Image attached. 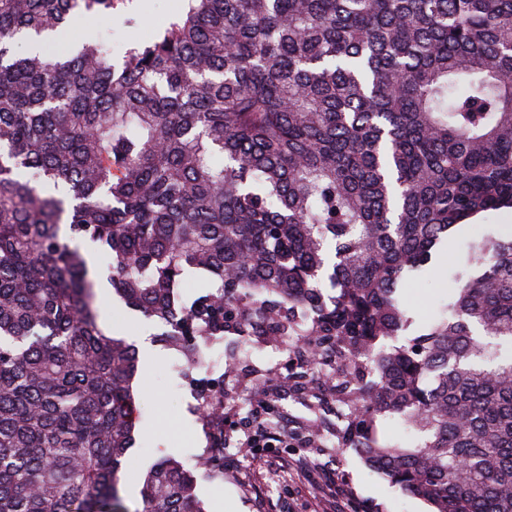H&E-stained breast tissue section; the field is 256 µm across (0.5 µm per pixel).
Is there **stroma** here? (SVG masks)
Segmentation results:
<instances>
[{
    "mask_svg": "<svg viewBox=\"0 0 512 512\" xmlns=\"http://www.w3.org/2000/svg\"><path fill=\"white\" fill-rule=\"evenodd\" d=\"M183 8V0H120L109 19L94 13H79L63 41L78 43L101 38L114 52L123 54L136 41L165 27ZM452 281L435 276L426 284L408 281L402 288L404 303L412 308L419 325H427L436 314L437 301L452 288ZM103 319L115 335L130 341L153 336V322L115 304L106 305ZM172 356L161 346L149 344L139 353L137 391L143 417L135 444L123 460L125 484L121 494L128 508L139 499L140 480L161 456H171L184 465L205 446L194 401L185 392L181 376L172 370ZM249 448L236 449L225 457L223 475L200 473L195 491L206 512H263L243 461L252 456ZM290 479L274 484L269 494L279 512H336L337 496L354 501L359 512H428L418 499L402 495L379 474L370 471L354 452L337 453L335 448H307L294 444L288 451Z\"/></svg>",
    "mask_w": 512,
    "mask_h": 512,
    "instance_id": "stroma-1",
    "label": "stroma"
}]
</instances>
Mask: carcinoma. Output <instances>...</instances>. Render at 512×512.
<instances>
[{
  "mask_svg": "<svg viewBox=\"0 0 512 512\" xmlns=\"http://www.w3.org/2000/svg\"><path fill=\"white\" fill-rule=\"evenodd\" d=\"M117 3L0 0V512H129L138 356L105 289L187 372L277 316L288 389L348 402L337 452L435 512H512V231L457 248L512 209V0H185L120 58L53 50ZM444 265L420 328L401 288ZM207 387L203 424L232 408ZM196 458L135 512H205L224 453Z\"/></svg>",
  "mask_w": 512,
  "mask_h": 512,
  "instance_id": "obj_1",
  "label": "carcinoma"
}]
</instances>
